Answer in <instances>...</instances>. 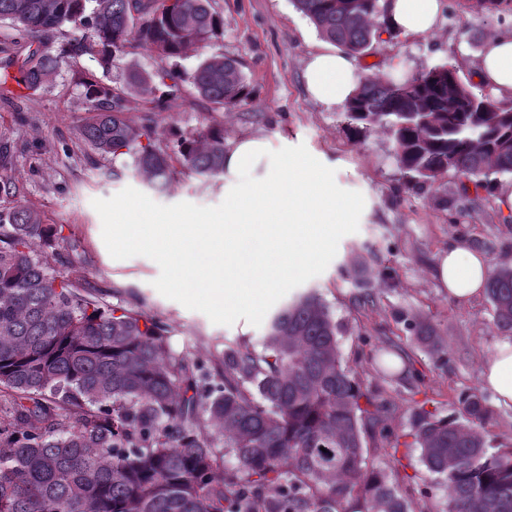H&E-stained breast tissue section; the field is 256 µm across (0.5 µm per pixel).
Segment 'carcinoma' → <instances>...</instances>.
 <instances>
[{"instance_id":"obj_1","label":"carcinoma","mask_w":512,"mask_h":512,"mask_svg":"<svg viewBox=\"0 0 512 512\" xmlns=\"http://www.w3.org/2000/svg\"><path fill=\"white\" fill-rule=\"evenodd\" d=\"M320 35L366 56L384 27L383 0H293ZM459 15L512 16V0H458ZM24 41V90L45 89L66 62L94 58L103 74L134 43L160 60L126 69L124 84L81 80L82 135L101 156L132 157L133 169L166 187L174 164L224 176V127L158 131L125 117L126 96L164 112L188 86L229 110L251 95L235 59L214 55L189 75L177 60L217 36L210 0H0V22ZM74 36L58 48L53 32ZM453 66L396 83L369 76L345 105L359 141L372 129L392 138L405 190L449 177L462 190L512 175V112L495 111ZM62 227L17 205L0 211V512H424L430 491L406 473L399 438L379 428L389 411L342 364L326 303L306 292L270 318L260 351L228 345L189 365L156 317L104 304L48 269L43 249ZM497 328L512 333V265L486 283ZM409 326L440 359L429 318ZM461 415L422 410L409 433L426 469L442 478V512H512V441L492 445L494 411L476 388L460 391ZM379 430L380 466L366 435Z\"/></svg>"}]
</instances>
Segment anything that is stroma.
Wrapping results in <instances>:
<instances>
[{
    "instance_id": "35a3bbf8",
    "label": "stroma",
    "mask_w": 512,
    "mask_h": 512,
    "mask_svg": "<svg viewBox=\"0 0 512 512\" xmlns=\"http://www.w3.org/2000/svg\"><path fill=\"white\" fill-rule=\"evenodd\" d=\"M212 5L223 30L183 58L181 68L192 73L214 54L234 58L242 65L252 98L216 112L187 93L169 111L152 113L154 125L193 132L220 123L225 144L259 135L272 151L286 143L300 155L320 159L327 169H339V190L365 200L370 214L357 232L341 238L326 270L302 288L316 291L340 323L345 364L359 373L367 389L385 392L391 406L386 429L397 435L409 432L422 408L459 416L457 393L483 388V363L506 335L494 323L487 295L468 304L449 297L437 281V260L449 246L458 245L484 254L489 264L512 265V225L504 224L500 204L512 175L493 176L487 190L464 191L450 179L422 190H401L390 137L376 130L352 141L342 107L329 108L308 96L306 62L328 43L293 0H212ZM456 9L455 0H443L432 36L375 43L372 53L362 57L363 66L378 73L387 62H395L398 70L391 78L401 82L452 65L462 80L473 83L485 41L504 27L484 15L457 17ZM101 73L97 61L85 56L63 67L50 87L22 103L0 98V148L10 153L7 165L0 166V209L23 205L43 223L62 225V239L48 252L49 266L80 291L158 317L167 326L171 348L188 362L208 361L231 344L262 348L265 327L242 319L229 326L214 324L204 313L157 291L160 267L154 260L110 256L93 200L132 187L163 205L216 206L224 199V181L179 172L159 192L133 171L129 157L93 152L80 135L90 114L79 80ZM416 312L437 325L448 347L443 359L412 346L406 318ZM393 342L406 347L423 370L425 393L416 392L408 376L379 372L381 351Z\"/></svg>"
}]
</instances>
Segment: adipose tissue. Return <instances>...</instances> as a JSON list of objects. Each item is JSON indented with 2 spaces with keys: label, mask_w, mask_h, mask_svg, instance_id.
Here are the masks:
<instances>
[{
  "label": "adipose tissue",
  "mask_w": 512,
  "mask_h": 512,
  "mask_svg": "<svg viewBox=\"0 0 512 512\" xmlns=\"http://www.w3.org/2000/svg\"><path fill=\"white\" fill-rule=\"evenodd\" d=\"M441 0H390L384 17L389 30L426 37L437 28ZM353 54L326 49L313 54L304 70L308 95L325 106L346 104L360 84ZM479 83L499 98L512 99V33H499L485 44L476 67ZM321 171L317 160L274 166L269 144L260 136L237 139L224 152V221L193 224L188 231L155 228V240L169 256L195 255L209 275L205 287L233 294L243 282L264 288L272 258L289 255L291 263L311 259L327 224H359L367 208L345 211L320 193L309 179ZM488 261L483 254L452 245L439 258L437 274L451 297L464 302L484 288ZM483 378L498 404L512 408V340L497 345L485 360Z\"/></svg>",
  "instance_id": "ef3b65f1"
}]
</instances>
